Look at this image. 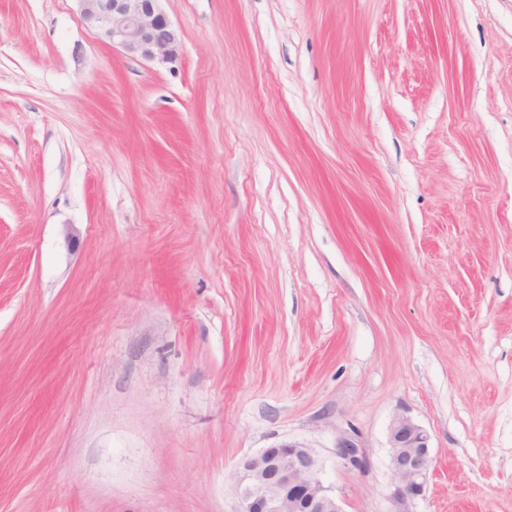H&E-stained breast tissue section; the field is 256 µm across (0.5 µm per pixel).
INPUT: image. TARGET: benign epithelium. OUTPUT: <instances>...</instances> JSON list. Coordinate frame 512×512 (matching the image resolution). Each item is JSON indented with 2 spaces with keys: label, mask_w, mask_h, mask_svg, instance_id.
Masks as SVG:
<instances>
[{
  "label": "benign epithelium",
  "mask_w": 512,
  "mask_h": 512,
  "mask_svg": "<svg viewBox=\"0 0 512 512\" xmlns=\"http://www.w3.org/2000/svg\"><path fill=\"white\" fill-rule=\"evenodd\" d=\"M87 26L126 54L146 61H172L181 46L178 31L159 6L160 0H78ZM430 437L410 417L398 414L389 426L390 467L395 475L392 512L424 493L431 468ZM337 454L355 466L364 458L342 441ZM316 452L299 442H283L246 459L237 476L240 512H344L326 486Z\"/></svg>",
  "instance_id": "benign-epithelium-1"
}]
</instances>
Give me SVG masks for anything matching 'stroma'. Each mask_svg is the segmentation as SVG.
Segmentation results:
<instances>
[{"label": "stroma", "mask_w": 512, "mask_h": 512, "mask_svg": "<svg viewBox=\"0 0 512 512\" xmlns=\"http://www.w3.org/2000/svg\"><path fill=\"white\" fill-rule=\"evenodd\" d=\"M160 6L0 0V512H239L285 441L390 512L399 413L411 512H512V0ZM87 26L126 54L146 61H173L181 46L161 0H77ZM430 437L410 417L398 414L389 426L390 467L395 475L390 499L394 510L410 512L408 505L422 496L431 468Z\"/></svg>", "instance_id": "obj_1"}]
</instances>
